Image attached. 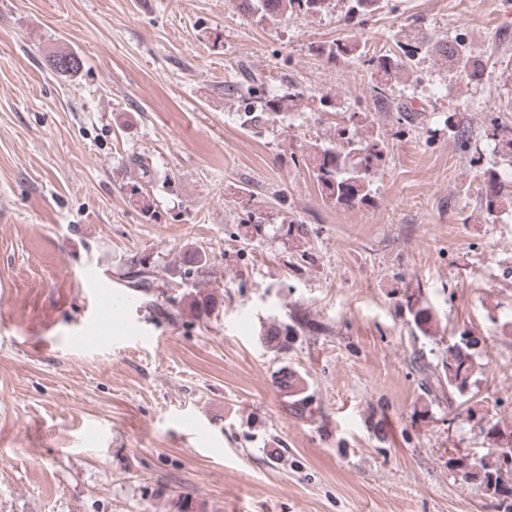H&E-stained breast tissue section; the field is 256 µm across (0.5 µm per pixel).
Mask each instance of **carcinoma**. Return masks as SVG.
<instances>
[{"label":"carcinoma","mask_w":512,"mask_h":512,"mask_svg":"<svg viewBox=\"0 0 512 512\" xmlns=\"http://www.w3.org/2000/svg\"><path fill=\"white\" fill-rule=\"evenodd\" d=\"M333 0H237L240 13L260 22L276 24L288 14L300 12L318 15L327 11ZM345 19L349 22L364 18L382 8L381 0H346ZM401 54L394 53L373 55L367 59L371 66V82L375 96L386 97V90L400 81L409 71L410 62L420 54L436 52L451 62L471 82H480L484 78L485 67L481 60L467 51L461 43H434L432 37L420 30H411L396 41ZM318 54L328 62L340 58H361L366 55L365 46L357 41H334L318 47ZM50 65L61 75L74 73L80 67V58L65 49L53 52ZM265 86L262 75L242 70L239 81L233 84L235 90L248 96H258L254 104H246L238 113L241 126L258 130L274 118L285 112L298 111L312 104L313 97L293 84L286 86L277 95L263 94ZM492 137L496 140L497 153L512 160V127L497 126ZM384 161L383 141L373 135L370 129L349 130L345 127L336 130V141L328 144L314 145L308 155L306 166L316 179L322 201L332 207L354 208L367 206L373 202L371 175ZM506 180L495 168L483 171L480 188V209L484 221H496L506 212H512V195L504 190ZM209 263L205 254L193 250L183 253L181 257V283L192 281V287L202 285ZM411 321L421 333L431 320V308L407 305ZM298 330L293 325H274L264 334L265 343L284 349L297 336ZM479 337L462 333L454 342L448 344L442 353L440 363L435 367L422 364L425 371V385L440 392H448V406L464 398L470 388V379L476 368L475 350ZM278 385L288 394V404L293 414L304 416L312 405L307 379L293 368H282ZM512 455V445L496 449L493 459L469 460L461 458L456 461L463 479H477L483 484L490 496L500 508V512H512V488L503 481L501 459Z\"/></svg>","instance_id":"obj_1"}]
</instances>
